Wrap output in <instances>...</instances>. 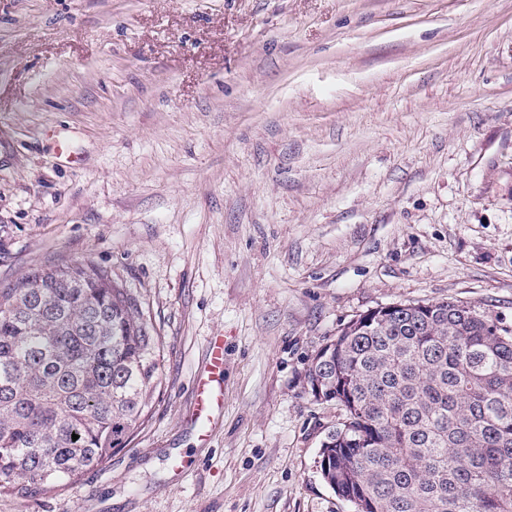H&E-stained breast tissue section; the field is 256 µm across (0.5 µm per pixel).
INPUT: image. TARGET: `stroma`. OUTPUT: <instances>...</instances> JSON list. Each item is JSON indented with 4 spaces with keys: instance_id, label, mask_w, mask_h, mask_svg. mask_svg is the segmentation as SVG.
I'll list each match as a JSON object with an SVG mask.
<instances>
[{
    "instance_id": "35a3bbf8",
    "label": "stroma",
    "mask_w": 512,
    "mask_h": 512,
    "mask_svg": "<svg viewBox=\"0 0 512 512\" xmlns=\"http://www.w3.org/2000/svg\"><path fill=\"white\" fill-rule=\"evenodd\" d=\"M76 258L149 306L161 391L105 466L0 512H353L315 354L392 303L512 325V0H0V288ZM204 372L196 381L192 411L200 440L210 435L211 420L220 404L218 385L224 373V343L218 336L209 343Z\"/></svg>"
}]
</instances>
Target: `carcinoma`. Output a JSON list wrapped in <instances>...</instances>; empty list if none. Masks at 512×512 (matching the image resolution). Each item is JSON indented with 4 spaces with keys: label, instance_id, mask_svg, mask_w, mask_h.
Instances as JSON below:
<instances>
[{
    "label": "carcinoma",
    "instance_id": "obj_1",
    "mask_svg": "<svg viewBox=\"0 0 512 512\" xmlns=\"http://www.w3.org/2000/svg\"><path fill=\"white\" fill-rule=\"evenodd\" d=\"M162 351L90 259L0 289V493L58 494L108 462L148 421ZM307 380L342 411L319 467L356 512H512V327L457 300L360 316Z\"/></svg>",
    "mask_w": 512,
    "mask_h": 512
}]
</instances>
